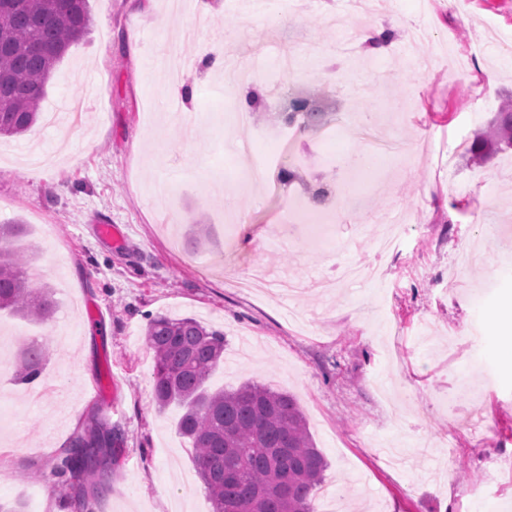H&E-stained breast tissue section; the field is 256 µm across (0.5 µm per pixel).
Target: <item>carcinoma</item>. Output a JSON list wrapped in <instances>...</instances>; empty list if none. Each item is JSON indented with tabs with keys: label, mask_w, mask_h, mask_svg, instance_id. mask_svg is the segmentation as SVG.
<instances>
[{
	"label": "carcinoma",
	"mask_w": 512,
	"mask_h": 512,
	"mask_svg": "<svg viewBox=\"0 0 512 512\" xmlns=\"http://www.w3.org/2000/svg\"><path fill=\"white\" fill-rule=\"evenodd\" d=\"M0 11V136L29 131L38 121L48 81L70 46L91 24L89 0H11ZM288 124L308 127L318 112H289ZM512 148V104L498 107L492 130L465 149L473 160ZM21 224H0V311L45 324L53 313L51 290L29 286L25 256L16 241ZM153 351L158 406L181 409L179 433L190 440L197 474L213 512H316L314 491L328 463L316 448L295 398L248 381L231 390H210L206 381L224 356V332L191 316L158 315L147 328ZM43 344H23L14 380L35 381L47 365ZM84 434L65 449L55 471L67 512H93L109 466L83 458Z\"/></svg>",
	"instance_id": "obj_1"
}]
</instances>
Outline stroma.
Here are the masks:
<instances>
[{
	"mask_svg": "<svg viewBox=\"0 0 512 512\" xmlns=\"http://www.w3.org/2000/svg\"><path fill=\"white\" fill-rule=\"evenodd\" d=\"M227 3L173 11L154 0L136 13L127 0H90L91 31L57 65L44 119L0 139V224H24L18 245L56 304L40 325L0 312L11 348L52 349L31 384L0 368V414L13 421L0 431V501L64 512L52 469L97 410L117 434L112 490L97 512H211L177 430L181 411L159 409L152 394L146 330L171 314L223 329L209 388L257 381L296 398L329 463L317 499L339 489L344 512H512V475L490 465L512 456V360L489 359L481 334L490 310L512 308V246L501 245L512 236V149L482 163L462 149L494 116L482 98L512 97V57H477L458 76L434 63L442 45L466 52L482 26L512 34V0L434 14L388 0V20L434 34L422 45L400 37L383 56L329 25L321 0H264L257 14ZM175 40L196 61L184 76L189 134L165 90ZM221 52L250 73V106L200 65ZM273 81L282 97L308 98L341 140L323 145L307 127L276 161L231 152L228 140L275 125ZM229 107L249 109L250 125L226 124ZM362 116L408 151L366 172L330 246L315 247L294 235L288 202L321 183L349 184L348 132ZM39 142L56 162L34 178L28 149ZM288 170L299 179L282 182ZM390 208L410 222L381 280L309 287L333 282L337 265L374 263L371 233ZM101 224L116 236L100 237ZM256 269L304 282L309 335L297 334L287 299L235 288Z\"/></svg>",
	"mask_w": 512,
	"mask_h": 512,
	"instance_id": "stroma-1",
	"label": "stroma"
}]
</instances>
